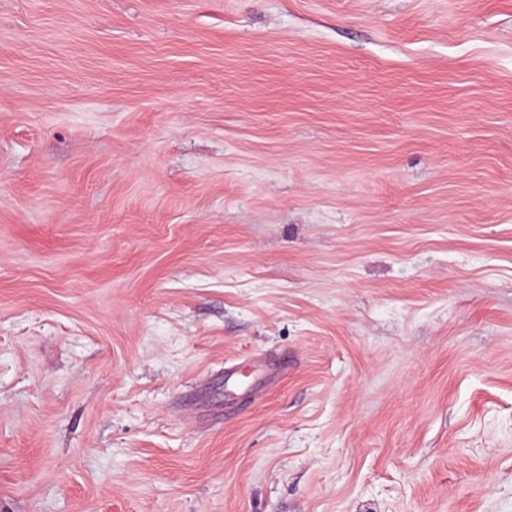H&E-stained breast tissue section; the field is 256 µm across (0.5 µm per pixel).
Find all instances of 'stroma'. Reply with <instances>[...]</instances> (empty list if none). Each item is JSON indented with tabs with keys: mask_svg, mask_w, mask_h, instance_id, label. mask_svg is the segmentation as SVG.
<instances>
[{
	"mask_svg": "<svg viewBox=\"0 0 512 512\" xmlns=\"http://www.w3.org/2000/svg\"><path fill=\"white\" fill-rule=\"evenodd\" d=\"M0 512H512V0H0Z\"/></svg>",
	"mask_w": 512,
	"mask_h": 512,
	"instance_id": "1",
	"label": "stroma"
}]
</instances>
